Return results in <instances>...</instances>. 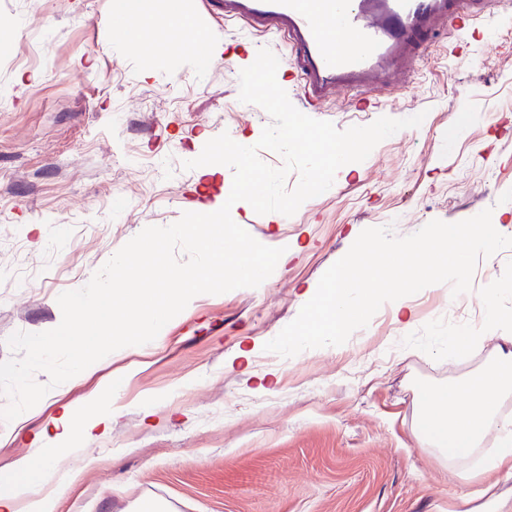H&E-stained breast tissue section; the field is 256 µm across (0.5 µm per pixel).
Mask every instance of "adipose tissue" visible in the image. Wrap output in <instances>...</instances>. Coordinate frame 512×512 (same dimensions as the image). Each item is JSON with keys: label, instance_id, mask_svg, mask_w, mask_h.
Instances as JSON below:
<instances>
[{"label": "adipose tissue", "instance_id": "adipose-tissue-1", "mask_svg": "<svg viewBox=\"0 0 512 512\" xmlns=\"http://www.w3.org/2000/svg\"><path fill=\"white\" fill-rule=\"evenodd\" d=\"M505 243L495 225L451 224L426 237L421 247H393L388 269L379 273L381 288L387 289L396 317H410L411 311L399 290L400 284L422 285L440 267L452 266L459 277L468 273L467 258L474 249L487 256L503 249ZM371 263V247L363 245L356 259L337 265L328 285L330 299L317 302L310 314L301 342L322 335L342 336L350 329L358 305L349 289L360 284V276ZM497 286L485 291L488 317L484 335L458 332L443 340L449 355L480 346L485 335L502 340L505 351L499 352L492 365L482 367L461 380H452L419 392L421 411L415 434L449 461L466 464L465 480L484 483L492 474L512 476V414L503 412V399L512 396V316L500 313ZM113 411L103 404L98 393H91L83 407H70L54 420L49 433L35 445L28 456L0 467V512H57V491L79 484L87 471L98 465L96 457L82 453L84 442L107 432ZM496 431L493 448H485L489 431ZM78 454L76 465L66 470L52 466L57 454Z\"/></svg>", "mask_w": 512, "mask_h": 512}]
</instances>
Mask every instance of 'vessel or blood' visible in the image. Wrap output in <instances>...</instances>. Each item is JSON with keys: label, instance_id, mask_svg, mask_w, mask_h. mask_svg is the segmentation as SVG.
Here are the masks:
<instances>
[{"label": "vessel or blood", "instance_id": "b4317fda", "mask_svg": "<svg viewBox=\"0 0 512 512\" xmlns=\"http://www.w3.org/2000/svg\"><path fill=\"white\" fill-rule=\"evenodd\" d=\"M224 16L286 35L291 71L304 101L322 104L373 83H398L414 47L446 27L454 49L468 45L494 0H222Z\"/></svg>", "mask_w": 512, "mask_h": 512}]
</instances>
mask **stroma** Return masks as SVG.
<instances>
[{"instance_id": "1", "label": "stroma", "mask_w": 512, "mask_h": 512, "mask_svg": "<svg viewBox=\"0 0 512 512\" xmlns=\"http://www.w3.org/2000/svg\"><path fill=\"white\" fill-rule=\"evenodd\" d=\"M189 20L208 67L117 41L111 0H0V362L10 335L58 325V296L145 227L224 201L232 168L205 177L184 161L224 132L253 145L269 124L240 102L239 73L284 37L225 21L219 0H195ZM367 100L373 111L343 96L311 116L341 130L424 120L340 168L288 220L232 206L258 242L287 247L284 266L258 287L196 296L153 341L0 421V450L25 455L63 407L123 375L111 430L86 445L101 463L58 512H465L472 487L458 464L414 435L417 393L494 356L488 341L451 358L441 340L481 322L489 282L512 313V247L491 264L471 253L466 280L444 269L406 290L412 324L377 292L342 338H290L358 243L383 252L448 224H495L512 240V0L463 51L439 31L401 89ZM245 347L249 360L237 359Z\"/></svg>"}]
</instances>
